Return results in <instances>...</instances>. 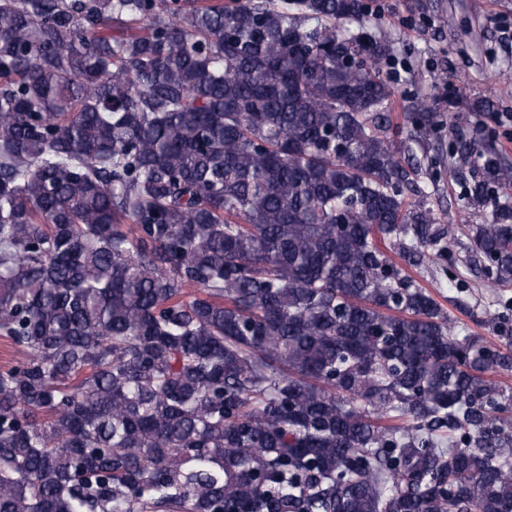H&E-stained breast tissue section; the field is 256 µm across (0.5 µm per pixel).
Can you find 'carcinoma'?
Here are the masks:
<instances>
[{
	"instance_id": "1",
	"label": "carcinoma",
	"mask_w": 512,
	"mask_h": 512,
	"mask_svg": "<svg viewBox=\"0 0 512 512\" xmlns=\"http://www.w3.org/2000/svg\"><path fill=\"white\" fill-rule=\"evenodd\" d=\"M367 14L0 0V512H512V355L388 252L448 231ZM454 151L508 283L512 185Z\"/></svg>"
}]
</instances>
